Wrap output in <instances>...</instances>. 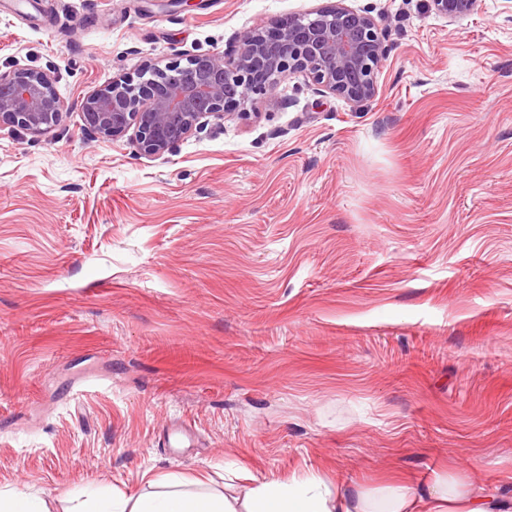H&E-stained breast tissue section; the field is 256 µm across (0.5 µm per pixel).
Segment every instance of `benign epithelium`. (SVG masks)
I'll return each instance as SVG.
<instances>
[{
	"mask_svg": "<svg viewBox=\"0 0 512 512\" xmlns=\"http://www.w3.org/2000/svg\"><path fill=\"white\" fill-rule=\"evenodd\" d=\"M430 2L436 15L452 21L470 15L476 0ZM386 52L371 13L329 0L244 32L227 53L149 63L113 77L85 98L83 130L102 142L127 136L140 154L160 158L209 124L249 118L255 100L277 99L280 83L297 73L358 108L376 95ZM53 81L50 71H0V128L40 137L57 127L64 105Z\"/></svg>",
	"mask_w": 512,
	"mask_h": 512,
	"instance_id": "benign-epithelium-1",
	"label": "benign epithelium"
}]
</instances>
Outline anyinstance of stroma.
Returning a JSON list of instances; mask_svg holds the SVG:
<instances>
[{"instance_id": "obj_1", "label": "stroma", "mask_w": 512, "mask_h": 512, "mask_svg": "<svg viewBox=\"0 0 512 512\" xmlns=\"http://www.w3.org/2000/svg\"><path fill=\"white\" fill-rule=\"evenodd\" d=\"M323 0H24L0 69L52 71L41 138L0 129V487L64 512L145 471L317 470L512 502V24L344 0L385 34L360 108L303 78L161 159L91 140L85 97L230 51ZM191 422L192 448L168 431Z\"/></svg>"}]
</instances>
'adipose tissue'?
<instances>
[{
	"label": "adipose tissue",
	"instance_id": "adipose-tissue-1",
	"mask_svg": "<svg viewBox=\"0 0 512 512\" xmlns=\"http://www.w3.org/2000/svg\"><path fill=\"white\" fill-rule=\"evenodd\" d=\"M68 512H511L476 487L467 468L435 472L414 486L393 474L379 485L351 486L320 472L292 479L252 478L243 494L183 474L148 478L135 495L108 487L75 499Z\"/></svg>",
	"mask_w": 512,
	"mask_h": 512
}]
</instances>
